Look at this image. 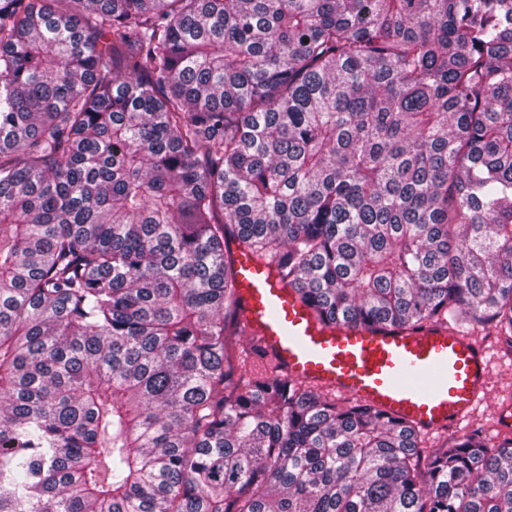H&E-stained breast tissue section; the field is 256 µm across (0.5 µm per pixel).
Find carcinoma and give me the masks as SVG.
<instances>
[{
    "label": "carcinoma",
    "instance_id": "carcinoma-1",
    "mask_svg": "<svg viewBox=\"0 0 512 512\" xmlns=\"http://www.w3.org/2000/svg\"><path fill=\"white\" fill-rule=\"evenodd\" d=\"M233 245L512 349V0H0V512H512V437L288 377Z\"/></svg>",
    "mask_w": 512,
    "mask_h": 512
}]
</instances>
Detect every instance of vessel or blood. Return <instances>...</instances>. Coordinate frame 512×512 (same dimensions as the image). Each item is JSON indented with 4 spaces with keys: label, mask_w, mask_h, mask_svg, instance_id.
<instances>
[{
    "label": "vessel or blood",
    "mask_w": 512,
    "mask_h": 512,
    "mask_svg": "<svg viewBox=\"0 0 512 512\" xmlns=\"http://www.w3.org/2000/svg\"><path fill=\"white\" fill-rule=\"evenodd\" d=\"M242 319L295 379L350 394L425 431L468 418L485 391L487 351L448 327L325 325L278 271L236 253Z\"/></svg>",
    "instance_id": "vessel-or-blood-1"
}]
</instances>
